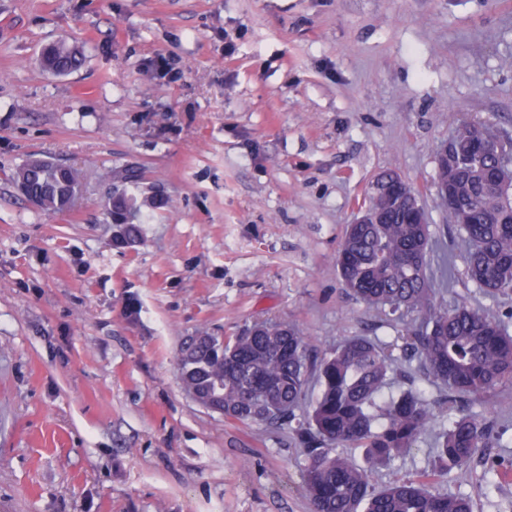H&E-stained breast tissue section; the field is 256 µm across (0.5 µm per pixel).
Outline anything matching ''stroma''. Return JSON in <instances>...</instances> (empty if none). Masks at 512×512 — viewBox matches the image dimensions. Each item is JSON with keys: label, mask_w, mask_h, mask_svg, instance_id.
<instances>
[{"label": "stroma", "mask_w": 512, "mask_h": 512, "mask_svg": "<svg viewBox=\"0 0 512 512\" xmlns=\"http://www.w3.org/2000/svg\"><path fill=\"white\" fill-rule=\"evenodd\" d=\"M61 39L87 55L67 76L40 66ZM463 117L512 137V0H0V512H313L294 424L198 405L179 350L265 319L316 358L389 340L336 272L385 170L421 194L434 281L452 257L449 300L512 331V297L469 281L437 203L436 148ZM33 155L81 170L73 210L18 192ZM129 168L168 205L118 249L102 203ZM435 436L373 487L429 470ZM437 487L512 512V447Z\"/></svg>", "instance_id": "1"}]
</instances>
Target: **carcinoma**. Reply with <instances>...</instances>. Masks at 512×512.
<instances>
[{
  "label": "carcinoma",
  "mask_w": 512,
  "mask_h": 512,
  "mask_svg": "<svg viewBox=\"0 0 512 512\" xmlns=\"http://www.w3.org/2000/svg\"><path fill=\"white\" fill-rule=\"evenodd\" d=\"M83 49L60 40L40 59L54 75L78 70ZM485 124L462 121L452 130L465 146ZM499 154L490 148L461 157L454 195L468 210L457 225L466 253V273L475 288L491 296L512 295V189L497 182ZM25 194L39 209L72 210L84 188L82 173L68 165L30 157L16 170ZM382 224H350L336 254V270L349 292L368 308L401 322L389 342L353 336L329 355L310 361L299 328L285 321L267 329L256 322L234 340L207 331L183 346L179 363L185 385L224 408V418L242 423L295 419L307 397L310 378L317 393L296 432L307 449L303 486L314 512H473L468 496L439 492L428 481H399L376 491L368 470L334 453L338 445L366 449L375 463L400 457L440 420L431 475L444 476L469 464L486 448L512 442L473 411V402L512 386V335L504 324L466 302L448 305L428 275L430 225L407 222L400 195L382 202ZM127 190L113 192L104 209L122 237L138 242L142 228L128 221L140 212ZM419 362L422 378L441 392L431 400L420 389L390 390L395 350Z\"/></svg>",
  "instance_id": "obj_1"
}]
</instances>
